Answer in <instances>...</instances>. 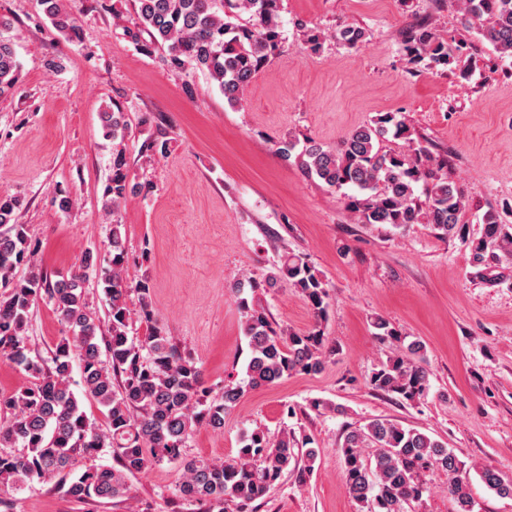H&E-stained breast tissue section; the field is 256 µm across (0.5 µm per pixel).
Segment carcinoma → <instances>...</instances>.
Listing matches in <instances>:
<instances>
[{"label": "carcinoma", "instance_id": "carcinoma-1", "mask_svg": "<svg viewBox=\"0 0 512 512\" xmlns=\"http://www.w3.org/2000/svg\"><path fill=\"white\" fill-rule=\"evenodd\" d=\"M135 21L122 26L123 35L147 56L162 52L167 66L180 73H205L231 106L239 104L270 55L282 46L280 0H133ZM53 27L68 37H80L78 18L66 0H41ZM462 23L476 28L500 58H512V0H463ZM11 28L0 14V99L14 94L21 65L14 44L4 37ZM365 33L345 27L338 38L349 47ZM403 51L414 64L446 68L460 63L448 40L427 24L409 26ZM106 137L122 139L128 129L120 107L99 113ZM410 139L396 112L379 113L354 129L337 148L311 138L298 146L288 138L276 143L285 161L295 160L304 173L339 191L349 187L346 208L360 224L401 229L426 224L438 236L456 238L469 253L475 275L490 285L512 279V224L487 210L479 232L462 221L463 192L448 181V152L420 141L405 152L385 149L388 138ZM423 186L425 199L417 195ZM142 184L132 182L122 151L114 154L112 177L104 189L105 209L117 211ZM21 206L15 197H0V360L24 371L29 384L0 393V491L21 493L34 483L58 489L81 502L129 498L130 480L153 463L177 462L184 479L179 486V512H256L263 499L292 470L299 480L313 469L317 450L299 451L294 436L284 432L271 440L259 430L246 431L237 459L215 462L189 457L186 444L201 428L224 429V417L242 395L232 382L214 391L203 386L202 372L192 355L172 342L153 320L148 279L136 283L125 276L127 253L123 225L110 229L112 257L107 265L86 251L78 269L52 278L36 264L38 246L27 225L19 224ZM25 265L28 272L16 276ZM103 285L106 320L87 299L89 278ZM286 281L307 302L318 321L326 319V284L310 265L286 254L266 278L267 287ZM261 283L235 284L238 305L247 313L248 382L273 385L293 374H315L327 361L321 330L286 332L273 326L268 314L255 308L247 292ZM52 305L63 326L62 336L43 358L31 347L33 308ZM151 324L141 340L129 338L133 318ZM374 336L393 346L392 355L373 371L372 390L415 403L427 396L430 372L425 345L407 340L386 319L372 321ZM78 367L84 397L105 409V421L90 419L71 388ZM109 452L115 464H94ZM340 452L349 495L361 512H413L431 492L427 473L441 471L455 512H473L468 491L470 473L462 468L448 443L414 427L374 418L348 432ZM91 465L76 470L80 461ZM480 478L496 495L512 498V478L485 468Z\"/></svg>", "mask_w": 512, "mask_h": 512}]
</instances>
